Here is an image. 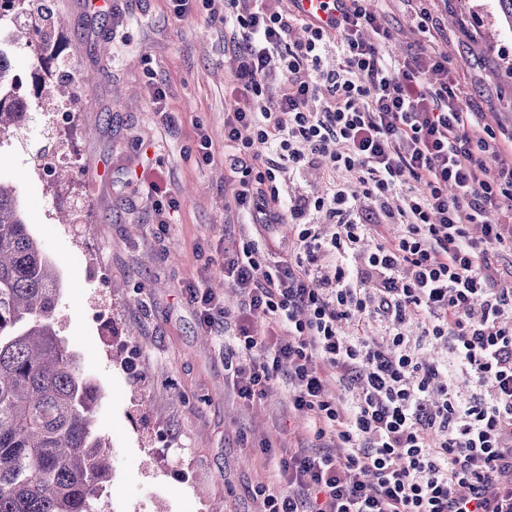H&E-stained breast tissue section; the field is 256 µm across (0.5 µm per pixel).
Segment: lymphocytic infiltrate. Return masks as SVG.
<instances>
[{
	"instance_id": "lymphocytic-infiltrate-1",
	"label": "lymphocytic infiltrate",
	"mask_w": 512,
	"mask_h": 512,
	"mask_svg": "<svg viewBox=\"0 0 512 512\" xmlns=\"http://www.w3.org/2000/svg\"><path fill=\"white\" fill-rule=\"evenodd\" d=\"M338 11L322 26L296 0H224L229 204L295 233L287 259L224 250L229 378L252 403L286 375L316 440L279 458L264 512H512V160L427 9L397 53L385 0ZM319 167L327 181L288 194L284 176Z\"/></svg>"
}]
</instances>
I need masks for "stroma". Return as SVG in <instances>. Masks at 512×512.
Instances as JSON below:
<instances>
[{"label": "stroma", "mask_w": 512, "mask_h": 512, "mask_svg": "<svg viewBox=\"0 0 512 512\" xmlns=\"http://www.w3.org/2000/svg\"><path fill=\"white\" fill-rule=\"evenodd\" d=\"M0 20L29 118L0 152L45 257L60 277L56 326L99 390L96 430L110 446L103 512H261L272 454L314 445L309 418L278 377L239 400L224 375V319L202 329L187 283L205 281L229 309L224 247L240 235L224 172V0H41ZM465 97L512 128V29L497 0H428ZM88 99L52 95L56 79ZM159 103L172 123L155 113ZM211 142L202 160L198 136ZM70 152L56 180L35 160ZM161 194H147L149 183Z\"/></svg>", "instance_id": "obj_1"}]
</instances>
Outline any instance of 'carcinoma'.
<instances>
[{"mask_svg":"<svg viewBox=\"0 0 512 512\" xmlns=\"http://www.w3.org/2000/svg\"><path fill=\"white\" fill-rule=\"evenodd\" d=\"M0 56V134L28 119ZM59 276L0 181V512H101L107 444L94 431L98 389L54 327Z\"/></svg>","mask_w":512,"mask_h":512,"instance_id":"1","label":"carcinoma"}]
</instances>
